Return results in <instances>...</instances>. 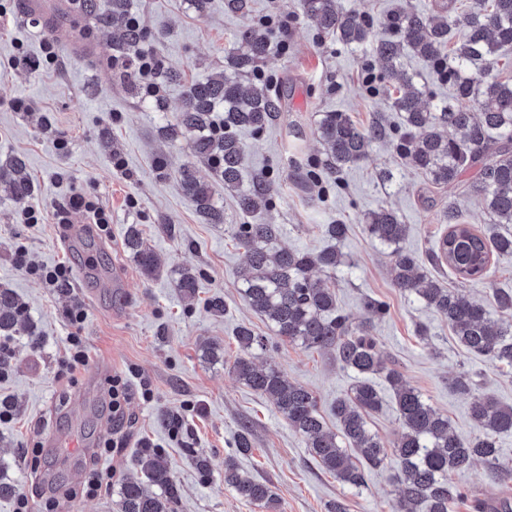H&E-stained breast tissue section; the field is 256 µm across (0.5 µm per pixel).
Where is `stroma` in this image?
<instances>
[{
	"mask_svg": "<svg viewBox=\"0 0 512 512\" xmlns=\"http://www.w3.org/2000/svg\"><path fill=\"white\" fill-rule=\"evenodd\" d=\"M247 3L242 14L230 11L227 0H211L207 15L200 17L190 0H133L132 13L150 35L148 47L178 75L162 91L168 111H177L186 81L223 69L224 49L240 26L279 14L280 25L267 29L270 51L261 70L267 79L288 81L291 93L262 134L243 132L242 180L250 182L255 170L268 171L275 200L271 221L283 225V242L290 248L321 250L327 245L321 225L347 224L339 245L345 262L336 271L340 307L358 321L366 298L383 301L387 312L375 330L380 349L404 380L447 414L460 436H471L468 399L449 387V377L473 372L482 394L512 405V375L465 351L432 310L394 286L390 251L366 234L363 218L380 205L395 208L408 226L402 249L425 260L447 230L443 210L448 204H456L464 223L489 227L480 198L460 183L432 184L388 144L373 145L364 161L348 167L341 190L302 183L292 158L298 152L318 155L321 146L311 131L321 113L345 112L362 126L376 113L392 120L397 114L383 96L368 92L365 50L345 48L320 34L295 15V0ZM0 12L6 15L0 22V164L23 159L34 187L24 204L0 200V288L19 296L33 325L31 331L0 338V404L11 411L0 421V467L27 495L30 512H117V491L136 473L143 448L170 464L181 490L176 512H265L225 487L224 463L231 458L272 487L276 512H327L336 500L347 512H392L399 489L395 464L369 471L362 489L341 483L320 468L273 405L235 377L232 365L241 354L235 330L244 323L268 339L259 361L312 390L328 425L336 423L337 397L354 381L333 353L270 336L266 323L241 300L235 273L244 251L228 227L251 218L239 212L203 163L195 165L196 174L212 184L226 221L207 224L196 214L178 177L191 159L189 143L165 144L160 113L125 92L111 31L72 18L62 31L49 33L46 11L31 10L26 0H0ZM48 37L57 44L55 64L40 71L17 65L18 49L40 57ZM17 98L28 99L29 110L11 109ZM293 126L302 127L305 136L291 148L286 138ZM76 189L105 206L112 222L103 231L86 225L81 244L74 246L65 242L55 212ZM23 205L40 210L41 223H18ZM132 224L161 260L156 278H145L124 248ZM20 248L29 268L15 263ZM61 263L73 271L64 288L49 287L31 272ZM187 264L200 274L190 302L174 284L175 270ZM116 271L126 279L125 288L95 291L96 274ZM443 281L497 320L501 314L492 290L512 289V260L495 263L486 283L461 285L448 272ZM218 292L226 310L215 315L206 302ZM74 303L85 311L77 329L67 318ZM421 324L429 327V338L418 336ZM74 332L89 359L72 371L68 338ZM208 341L222 345L223 359L203 358L200 346ZM116 375L134 385L146 381L151 397L125 404V445L107 452L103 446L112 439V424L106 394ZM174 417L181 420L176 434ZM243 422L253 436L246 455L234 447ZM58 438H74L80 445L61 448L54 444ZM199 455L208 459V471L197 469ZM452 481L465 492L453 512H476L479 500H512V480L494 479L481 463L453 474Z\"/></svg>",
	"mask_w": 512,
	"mask_h": 512,
	"instance_id": "35a3bbf8",
	"label": "stroma"
}]
</instances>
